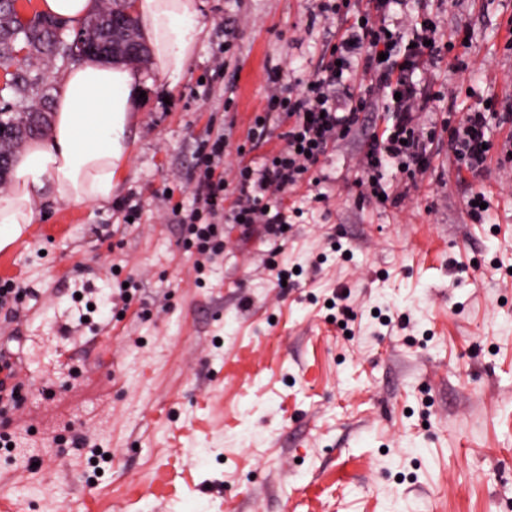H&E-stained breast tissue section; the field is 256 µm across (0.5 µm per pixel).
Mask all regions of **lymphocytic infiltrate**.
Segmentation results:
<instances>
[{"instance_id":"f902f5d3","label":"lymphocytic infiltrate","mask_w":512,"mask_h":512,"mask_svg":"<svg viewBox=\"0 0 512 512\" xmlns=\"http://www.w3.org/2000/svg\"><path fill=\"white\" fill-rule=\"evenodd\" d=\"M406 0H319L318 17L348 18L349 23L330 49L328 61L307 80L290 86L280 81L279 71L269 76L266 108L256 115L249 139L267 142L273 127H282L285 145L265 155L260 165L242 161L235 185L224 178L223 136L200 150L199 171L194 185L195 208L178 212L185 248H196L194 267L203 272L206 260L222 253L225 223L242 228L260 222L268 241L284 239L288 223L285 196L304 180L311 166L350 134L364 120L373 95L385 100V115L368 137L362 156V172L373 194L384 193L383 170L396 163L407 180H415L430 166V151L438 133L448 136V154L458 169L482 174L490 155L493 122H511L512 114L478 103L461 120L443 116L439 126L422 128L416 115L431 100L422 80L441 49L436 44V26L430 19L415 23L411 32L393 20L394 7ZM361 72L365 86L350 85L351 75ZM234 189L237 202L225 210L227 189Z\"/></svg>"}]
</instances>
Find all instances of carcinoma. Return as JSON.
<instances>
[{
	"label": "carcinoma",
	"mask_w": 512,
	"mask_h": 512,
	"mask_svg": "<svg viewBox=\"0 0 512 512\" xmlns=\"http://www.w3.org/2000/svg\"><path fill=\"white\" fill-rule=\"evenodd\" d=\"M116 4H101L98 10L86 20L83 29L76 35L82 43L88 44L103 36L104 24L115 11ZM70 44L65 34L54 27V22L34 16L24 22L18 15L14 0H0V69L10 75V89L16 104L20 107H35L46 97L49 88L43 79L33 74V61L46 58L66 67L80 58H67L62 48ZM29 117L17 110L10 114L0 111V125L7 133L0 139V150L11 152L28 139Z\"/></svg>",
	"instance_id": "obj_1"
}]
</instances>
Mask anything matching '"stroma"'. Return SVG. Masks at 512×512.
<instances>
[{
  "label": "stroma",
  "instance_id": "obj_1",
  "mask_svg": "<svg viewBox=\"0 0 512 512\" xmlns=\"http://www.w3.org/2000/svg\"><path fill=\"white\" fill-rule=\"evenodd\" d=\"M197 5L204 34L178 80L136 66L148 86L111 202L43 197L38 246L0 254V280L39 293L0 311V352L32 387L0 491L22 512H512V163L460 175L443 143L415 186L387 165L388 188L407 194L383 202L360 186L362 125L289 198L280 253L261 225L228 224L223 255L196 275L172 212L193 205L199 149L224 133L233 169L272 67L308 77L336 28L311 20L314 0ZM423 17L455 48L427 76L445 98L421 123L491 92L512 113V0H408L405 23ZM223 54L235 76L218 75ZM124 201L139 223L123 222ZM124 281L136 293L108 348L87 330L72 342L74 363L97 366L72 381L52 365L59 307L81 285ZM72 431L111 451L102 473Z\"/></svg>",
  "mask_w": 512,
  "mask_h": 512
}]
</instances>
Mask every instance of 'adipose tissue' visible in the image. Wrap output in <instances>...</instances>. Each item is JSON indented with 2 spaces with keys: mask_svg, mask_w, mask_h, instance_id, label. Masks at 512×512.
Returning <instances> with one entry per match:
<instances>
[{
  "mask_svg": "<svg viewBox=\"0 0 512 512\" xmlns=\"http://www.w3.org/2000/svg\"><path fill=\"white\" fill-rule=\"evenodd\" d=\"M134 10L158 76H180L203 33L196 0H136ZM60 86L47 137L14 160L15 189L0 200V249L15 242L24 225L38 222L42 196L63 204L111 201L129 159L140 74L88 59L68 69Z\"/></svg>",
  "mask_w": 512,
  "mask_h": 512,
  "instance_id": "ef3b65f1",
  "label": "adipose tissue"
}]
</instances>
